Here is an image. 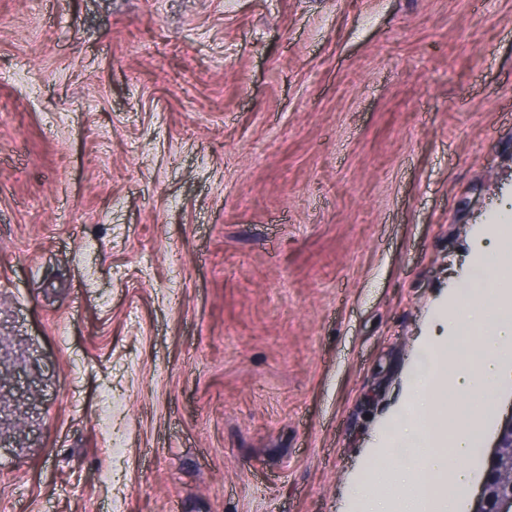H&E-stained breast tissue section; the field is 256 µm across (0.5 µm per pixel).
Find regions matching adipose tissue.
I'll list each match as a JSON object with an SVG mask.
<instances>
[{
	"mask_svg": "<svg viewBox=\"0 0 512 512\" xmlns=\"http://www.w3.org/2000/svg\"><path fill=\"white\" fill-rule=\"evenodd\" d=\"M456 297L447 340L428 344L416 367L412 411L383 432L381 458L354 489L362 512H468L474 449L512 361V275L485 255ZM386 480L402 487L398 498L382 494Z\"/></svg>",
	"mask_w": 512,
	"mask_h": 512,
	"instance_id": "ef3b65f1",
	"label": "adipose tissue"
}]
</instances>
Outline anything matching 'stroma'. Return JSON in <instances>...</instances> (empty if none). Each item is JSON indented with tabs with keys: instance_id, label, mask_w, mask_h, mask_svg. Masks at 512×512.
I'll list each match as a JSON object with an SVG mask.
<instances>
[{
	"instance_id": "35a3bbf8",
	"label": "stroma",
	"mask_w": 512,
	"mask_h": 512,
	"mask_svg": "<svg viewBox=\"0 0 512 512\" xmlns=\"http://www.w3.org/2000/svg\"><path fill=\"white\" fill-rule=\"evenodd\" d=\"M503 215L512 0H0V512H354Z\"/></svg>"
}]
</instances>
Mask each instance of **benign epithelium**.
Segmentation results:
<instances>
[{"label": "benign epithelium", "mask_w": 512, "mask_h": 512, "mask_svg": "<svg viewBox=\"0 0 512 512\" xmlns=\"http://www.w3.org/2000/svg\"><path fill=\"white\" fill-rule=\"evenodd\" d=\"M473 512H512V416L488 456Z\"/></svg>", "instance_id": "benign-epithelium-1"}]
</instances>
